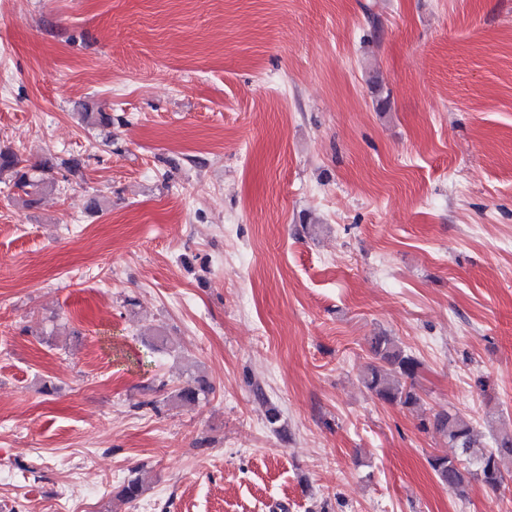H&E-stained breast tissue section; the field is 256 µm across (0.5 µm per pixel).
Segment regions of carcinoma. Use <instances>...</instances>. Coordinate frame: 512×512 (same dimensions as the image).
<instances>
[{
  "mask_svg": "<svg viewBox=\"0 0 512 512\" xmlns=\"http://www.w3.org/2000/svg\"><path fill=\"white\" fill-rule=\"evenodd\" d=\"M17 154L0 148V175L11 176L14 186L29 196V203H35L33 196L44 187L42 180L31 179L28 173L19 169ZM373 362L366 365L360 374L361 384L379 400L388 404H398L414 408L420 403V396L414 380L420 368V361L406 351L397 341L385 332L370 339ZM211 390L209 381L197 376L190 379L176 394L177 399L186 404H195ZM425 428H432L456 448L453 456L433 455L429 458L438 482L460 497L466 496V488L473 481L481 483L492 492L501 490L505 476L501 462L512 459V429L500 428L492 435V445L487 447L478 438L473 423L460 412L441 410L427 421ZM143 493L139 476H130L122 485L119 497L130 503Z\"/></svg>",
  "mask_w": 512,
  "mask_h": 512,
  "instance_id": "carcinoma-1",
  "label": "carcinoma"
}]
</instances>
